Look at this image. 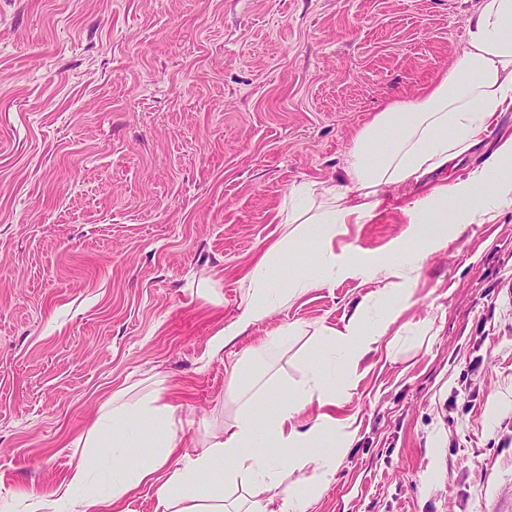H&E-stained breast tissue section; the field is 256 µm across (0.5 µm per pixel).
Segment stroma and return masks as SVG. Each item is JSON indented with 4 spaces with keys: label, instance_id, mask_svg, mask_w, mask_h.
Segmentation results:
<instances>
[{
    "label": "stroma",
    "instance_id": "obj_1",
    "mask_svg": "<svg viewBox=\"0 0 512 512\" xmlns=\"http://www.w3.org/2000/svg\"><path fill=\"white\" fill-rule=\"evenodd\" d=\"M479 0H0V512L67 477L97 407L155 385L182 454L231 425L234 366L297 383L313 333L379 283L310 288L212 349L280 238L292 185L336 181L386 104L448 70ZM384 192L337 253L399 241L405 207L486 161ZM334 410L354 444L310 512H512V208L410 283ZM296 333L259 355L269 334Z\"/></svg>",
    "mask_w": 512,
    "mask_h": 512
}]
</instances>
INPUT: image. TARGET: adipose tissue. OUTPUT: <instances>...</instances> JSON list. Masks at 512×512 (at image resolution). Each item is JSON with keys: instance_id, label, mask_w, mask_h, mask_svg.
<instances>
[{"instance_id": "1", "label": "adipose tissue", "mask_w": 512, "mask_h": 512, "mask_svg": "<svg viewBox=\"0 0 512 512\" xmlns=\"http://www.w3.org/2000/svg\"><path fill=\"white\" fill-rule=\"evenodd\" d=\"M501 112H512V0H481L452 68L415 96L386 105L360 130L343 167L345 187L308 181L289 190L277 215L284 232L245 274L247 295L234 326L244 331L305 289L365 271L381 278L383 288L364 299L342 328L317 330L318 347L301 381L284 394L254 390L233 424L211 431L195 456L180 453L181 420L163 402L162 388L113 392L84 439L99 455L120 459L109 492L86 495L96 475L81 458L42 506L49 512H122L133 491L154 482L155 512H309L359 431L356 416L339 419L330 409L356 387L362 361L383 336L395 345L402 341L395 323L408 306L412 273L447 246L449 231L493 222L512 207V134L500 138L490 161L465 179L434 187L407 208L405 238L383 256L340 255L333 240L344 225L374 217L385 188L417 183L473 151ZM299 240L308 245L300 256L294 253ZM310 405L318 414L299 429L296 416ZM174 457L179 467L161 477ZM284 471L293 476L285 486ZM233 485L247 487L248 496L226 498L225 487Z\"/></svg>"}]
</instances>
